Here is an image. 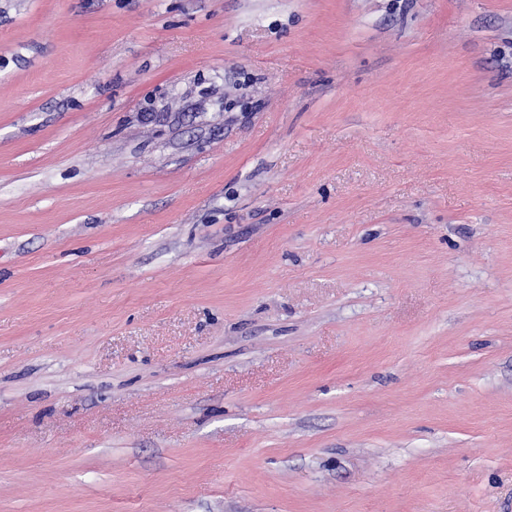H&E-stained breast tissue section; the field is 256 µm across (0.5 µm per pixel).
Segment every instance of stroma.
<instances>
[{
	"mask_svg": "<svg viewBox=\"0 0 512 512\" xmlns=\"http://www.w3.org/2000/svg\"><path fill=\"white\" fill-rule=\"evenodd\" d=\"M0 512H512V0H0Z\"/></svg>",
	"mask_w": 512,
	"mask_h": 512,
	"instance_id": "stroma-1",
	"label": "stroma"
}]
</instances>
